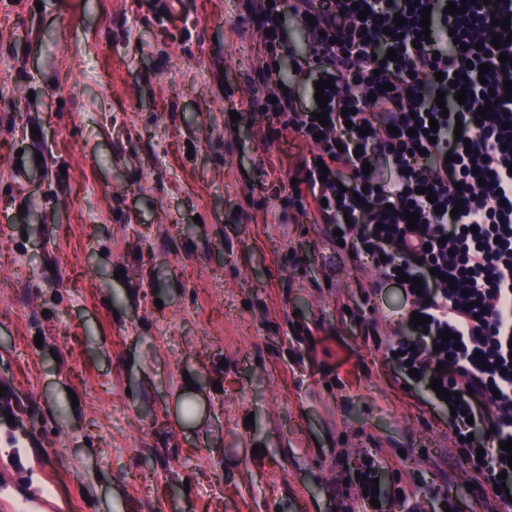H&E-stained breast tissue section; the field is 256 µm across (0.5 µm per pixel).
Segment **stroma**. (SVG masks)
Listing matches in <instances>:
<instances>
[{"instance_id":"35a3bbf8","label":"stroma","mask_w":512,"mask_h":512,"mask_svg":"<svg viewBox=\"0 0 512 512\" xmlns=\"http://www.w3.org/2000/svg\"><path fill=\"white\" fill-rule=\"evenodd\" d=\"M242 12L0 0V512H490L379 346L401 293L289 202L307 143L229 116L292 75Z\"/></svg>"}]
</instances>
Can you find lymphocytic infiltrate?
I'll use <instances>...</instances> for the list:
<instances>
[{
	"mask_svg": "<svg viewBox=\"0 0 512 512\" xmlns=\"http://www.w3.org/2000/svg\"><path fill=\"white\" fill-rule=\"evenodd\" d=\"M496 2L489 10L466 0L454 15L447 0H243V8L262 32L270 66L286 57L332 81L325 127L292 91L249 104L269 122L265 138L288 127L311 147L294 172V206L341 230L345 246L374 259L382 282L400 283L409 311L428 317L423 332L402 324L386 351L401 371L417 369L418 382L436 376L458 394L448 431L504 505L512 491L501 448L512 440V93L504 90L512 65L499 55L512 58V44L498 50L492 39L506 37L496 21L512 16V0ZM283 12L308 24L307 53L287 47ZM398 16L405 25L395 26ZM461 86L462 104L454 98ZM482 106L489 112L480 120ZM381 157L392 178L363 171ZM409 209L419 216L413 229L403 217ZM402 274L422 279V290L399 282ZM446 331L457 341H443Z\"/></svg>",
	"mask_w": 512,
	"mask_h": 512,
	"instance_id": "1",
	"label": "lymphocytic infiltrate"
}]
</instances>
